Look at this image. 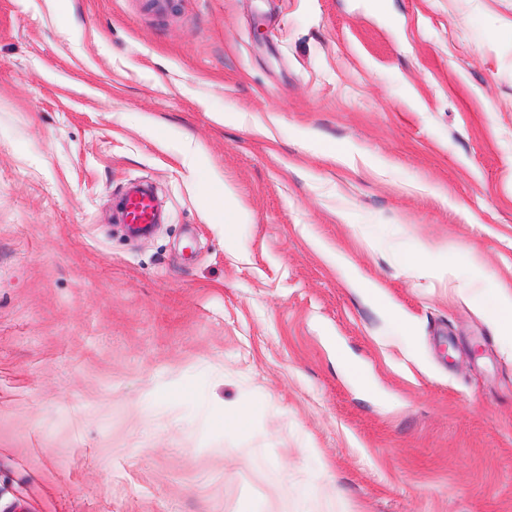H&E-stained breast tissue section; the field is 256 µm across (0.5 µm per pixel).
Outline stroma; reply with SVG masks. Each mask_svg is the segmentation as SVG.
I'll use <instances>...</instances> for the list:
<instances>
[{"mask_svg":"<svg viewBox=\"0 0 512 512\" xmlns=\"http://www.w3.org/2000/svg\"><path fill=\"white\" fill-rule=\"evenodd\" d=\"M500 288L512 0H0V512H512ZM131 186L126 192L123 224L145 226L159 224L160 216L152 192L144 187ZM479 306L503 344L512 349V292L501 289L492 298L482 299Z\"/></svg>","mask_w":512,"mask_h":512,"instance_id":"1","label":"stroma"}]
</instances>
